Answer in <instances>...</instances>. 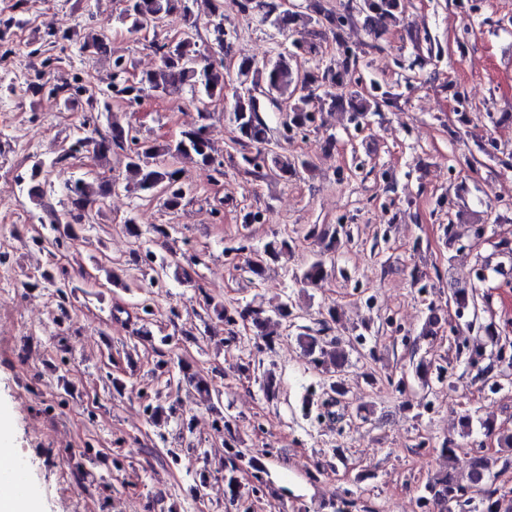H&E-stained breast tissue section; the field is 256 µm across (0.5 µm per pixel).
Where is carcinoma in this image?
Returning a JSON list of instances; mask_svg holds the SVG:
<instances>
[{
	"label": "carcinoma",
	"mask_w": 512,
	"mask_h": 512,
	"mask_svg": "<svg viewBox=\"0 0 512 512\" xmlns=\"http://www.w3.org/2000/svg\"><path fill=\"white\" fill-rule=\"evenodd\" d=\"M124 7L118 19L128 24V29L139 32L153 25L157 19H168L179 13L187 23L189 35L176 41H154L152 48L158 57L155 69L145 71L128 83L122 79L131 64L122 55H112V84L105 92L96 96L93 90L81 84H73L64 78L32 83L26 91L38 95L44 88L59 97L68 109H75L80 102L87 104V111L102 109L109 113L105 129H100L97 120L84 121L83 134L73 139L64 153L49 163L35 164L27 177L26 191L28 197L40 202L45 194V186L56 165L87 153L95 162L108 160L110 156L118 157V174L100 173L91 178L79 177L65 184L67 203L61 211L49 210L50 230L59 227L73 230V225L83 224L92 218L93 210H101V204L112 196L113 186L126 191L131 189L141 192L163 191V204L170 210H178L187 199L188 186L178 177L180 170L167 164V159H190L197 165L211 170L215 177L224 176V167L218 160V149L209 131L210 112L200 113L199 123L179 132L176 139L159 143L147 137H141L130 126L122 125L112 113V100L137 102L149 94L168 95L174 91H184L193 98L204 96L209 100L227 99V85L224 81V65L214 63L209 54L211 46L224 52L229 48L230 34L224 30V15L220 10V0H122ZM205 4L210 18V43L200 46L196 40L197 18L195 7ZM241 11L250 14L257 11L263 19H272L278 28L293 29L301 26L307 29L309 39L292 42V49L279 54L272 64H260L250 57H242L237 62L238 84L232 88V122L237 136L233 142L239 146L242 162L249 172L267 169L274 175L289 179L297 174L298 169H307L306 160H298L279 150L267 151L266 145L271 141V128L265 112L268 104L279 106V99L286 100V128L306 129L314 126L324 109L340 108L351 112L352 120L360 124L370 114L380 111L383 103L389 100L390 93L378 96L372 91L359 87L354 74L358 67L356 54L344 43L342 29L345 16L337 15L323 7L322 0H308L303 10L288 12L277 7L275 0H241ZM407 0H372L365 11V24L375 33L406 25ZM332 33L339 49V58L335 63L325 67L315 66L300 71L291 65V60L300 55L319 53L322 39ZM108 37L103 26H97L85 36L83 49L107 52ZM348 88V96L336 97V87ZM289 248L285 239L273 240L264 245L262 251L254 252L246 260V269L256 278H262L270 261L278 259ZM324 275V265L320 260L309 264L303 271L300 282L316 286ZM41 277L55 286L60 298V317L67 315L66 302L69 296V281L56 279L45 270ZM238 315L243 320L251 321L253 327L266 335V328L273 319L286 320L291 315L288 302L283 301L267 311L261 307L242 308ZM298 341L304 346L311 362L327 366L339 373L347 363L344 350L338 343L322 344L307 333H301ZM183 379L195 389L212 398L216 393L210 380L189 371L183 372ZM481 426L488 436H496L499 447L512 448V433L499 430L492 420H484ZM243 455L236 454L224 462V479L236 496L239 484L236 473L240 469ZM490 459L476 456L472 459L469 483L473 484L480 477H489ZM465 487L460 483L453 469L437 473L424 485L420 499L427 505L432 504L446 512L448 504L460 496Z\"/></svg>",
	"instance_id": "cac0c4a2"
}]
</instances>
